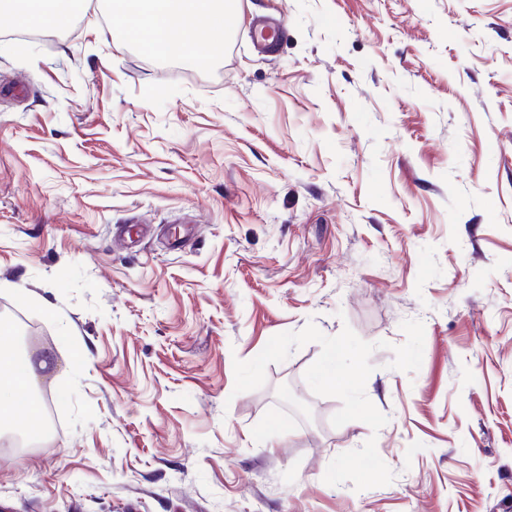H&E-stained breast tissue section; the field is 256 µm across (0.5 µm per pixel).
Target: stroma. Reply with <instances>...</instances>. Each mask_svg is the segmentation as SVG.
Returning <instances> with one entry per match:
<instances>
[{
	"mask_svg": "<svg viewBox=\"0 0 512 512\" xmlns=\"http://www.w3.org/2000/svg\"><path fill=\"white\" fill-rule=\"evenodd\" d=\"M100 7L0 40V302L57 424L0 512H512V0H239L207 64ZM310 322L387 341L379 431L331 425L315 342L235 393ZM371 438L390 484L324 482Z\"/></svg>",
	"mask_w": 512,
	"mask_h": 512,
	"instance_id": "stroma-1",
	"label": "stroma"
}]
</instances>
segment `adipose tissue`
<instances>
[{"instance_id": "obj_1", "label": "adipose tissue", "mask_w": 512, "mask_h": 512, "mask_svg": "<svg viewBox=\"0 0 512 512\" xmlns=\"http://www.w3.org/2000/svg\"><path fill=\"white\" fill-rule=\"evenodd\" d=\"M238 0H138L136 26L138 43L152 54H164L174 47L189 60L199 58L193 37L207 31L213 45L224 43V34L235 21ZM46 360H14L7 350H0V422L11 420L20 396L29 394L37 368Z\"/></svg>"}]
</instances>
